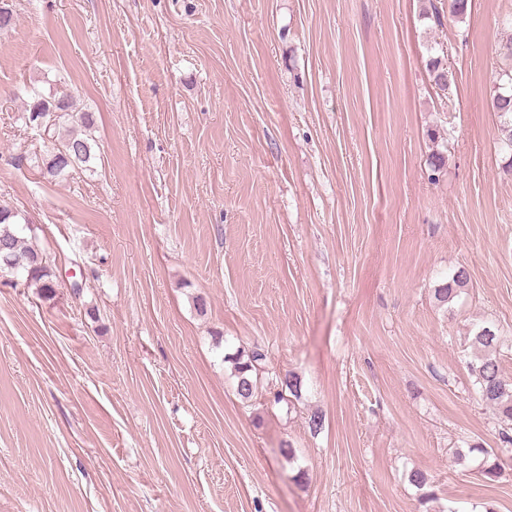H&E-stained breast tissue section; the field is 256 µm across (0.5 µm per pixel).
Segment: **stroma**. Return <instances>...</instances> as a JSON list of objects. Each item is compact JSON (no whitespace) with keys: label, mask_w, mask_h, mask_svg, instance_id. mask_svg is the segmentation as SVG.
<instances>
[{"label":"stroma","mask_w":512,"mask_h":512,"mask_svg":"<svg viewBox=\"0 0 512 512\" xmlns=\"http://www.w3.org/2000/svg\"><path fill=\"white\" fill-rule=\"evenodd\" d=\"M7 2L0 205L57 288L0 277V512H512V461L467 453L503 427L474 327L512 377V0ZM23 85L93 112L95 171L41 176ZM239 349L266 355L247 403ZM498 86L492 99V106L504 118L498 144L502 149L512 151V70L501 69L497 76ZM468 284V276L464 269L457 270L449 279L448 282L437 289L436 298L440 303H448L454 298L458 297L463 288ZM471 346L477 355L468 363V370L481 400L497 410L504 421H512V382L502 372L498 337L489 327L479 326ZM273 387L269 402L279 404L282 401H290L291 397L296 399L300 397L302 380L295 373L288 372L284 376H276Z\"/></svg>","instance_id":"35a3bbf8"}]
</instances>
